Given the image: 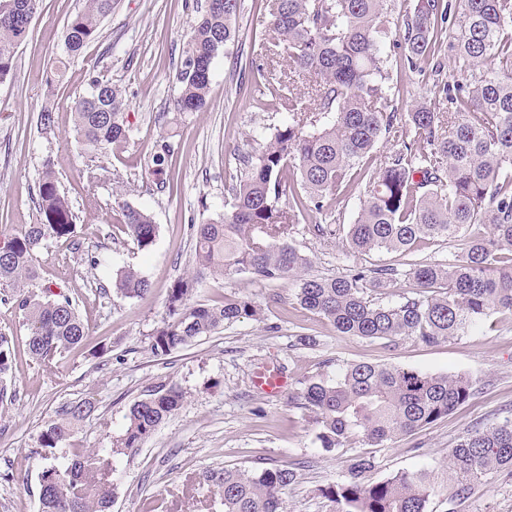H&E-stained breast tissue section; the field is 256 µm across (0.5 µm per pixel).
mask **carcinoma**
<instances>
[{"instance_id":"carcinoma-1","label":"carcinoma","mask_w":512,"mask_h":512,"mask_svg":"<svg viewBox=\"0 0 512 512\" xmlns=\"http://www.w3.org/2000/svg\"><path fill=\"white\" fill-rule=\"evenodd\" d=\"M276 34L274 55L287 70L268 92L288 119L273 127L259 149L239 158L228 186L229 209L199 224L192 273L174 281L167 297L170 320L151 333V350L169 355L224 324L258 319L261 308L247 297L205 304L194 300L206 276L237 274L256 281L290 279L299 306L328 321L344 336L385 340L414 337L427 345L466 334L495 314L512 315V0H416L397 29L403 64L417 71L442 50L444 24L459 16L448 38L453 81L438 85L442 110L423 103L407 119L387 111V60L381 38L390 30L388 0H262ZM37 0H0V83L16 70ZM114 0H84L67 22L64 58L47 80L60 82L67 60L99 37ZM241 0H212L185 44L173 82L179 95L171 111L198 112L206 105L213 60L236 37ZM308 83L306 105L293 92ZM88 91L72 108L81 153L93 162L127 143L134 131L123 111L124 91L92 68ZM171 131L155 145L150 171L166 185L165 163L177 149ZM394 150L376 168L367 160L381 140ZM295 176H288V171ZM361 200L345 242L365 254L407 256L426 241H454L446 263H412L416 292L383 302L369 290L392 279L391 267H358L348 276L310 273L311 260L288 242L299 217L361 182ZM118 221L138 248L150 247L158 226L145 209L118 203ZM37 222L7 237L0 247V301L23 313L25 346L48 364L85 341L87 328L72 300L45 289L37 251L48 239L68 240L77 215L58 185L55 163L43 160L36 197ZM149 280L133 267L112 279V292L143 299ZM14 358L12 339L0 333V399L3 375ZM476 381L466 373H430L392 364H350L334 380L313 379L298 393L320 447L341 448L352 436L371 446L411 435L468 403ZM185 393L163 384L134 402L124 432L110 448H58L95 411L89 396L59 404L39 432L45 460L39 476V512H106L112 505L109 472L96 466L102 454H132L183 406ZM376 463L358 457L345 481L320 489L336 512H428L435 497L461 501L493 477H512V420L477 427L448 450V464L373 479ZM224 488V512H286L285 491L297 479L289 466L224 468L207 480Z\"/></svg>"}]
</instances>
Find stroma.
I'll use <instances>...</instances> for the list:
<instances>
[{
	"mask_svg": "<svg viewBox=\"0 0 512 512\" xmlns=\"http://www.w3.org/2000/svg\"><path fill=\"white\" fill-rule=\"evenodd\" d=\"M196 0H116L99 39L70 64L57 88L55 132L45 135L37 116L46 98V79L62 53L67 19L83 0H39L36 17L20 46L17 69L0 85V233L13 234L35 223L37 178L45 158H53L61 191L75 212L74 251L65 241L48 240L38 251L40 282L67 294L88 327L84 346L56 358L53 368L32 362L22 313L0 302V332L12 336L16 358L6 376L10 396L0 401V512H38L39 475L44 462L36 437L58 403L92 396L96 410L75 438L80 448H108L126 424L129 407L154 386L182 389V408L165 420L142 448L108 462L115 486L111 512H224L222 491L205 483L206 473L224 467L246 469L288 465L298 479L289 487L288 512H334L320 490L344 479L354 459L373 457V478L401 469L447 464L458 437L477 426L512 419V317L439 345L403 337L395 345L337 335L303 310L291 281L259 282L245 276H209L197 299L211 303L246 296L263 310L261 320L242 318L217 333L173 351L154 355L151 333L167 318L168 291L190 272L193 226L225 210V185L238 155L263 140L283 120L267 91V74L254 60L273 33L256 0H244L239 35L213 61L203 110L181 116L178 147L168 160L170 184L158 192L144 171L164 134L159 113L178 94L169 79L180 61L185 38L199 14ZM387 55L389 109L407 115L418 103L437 100L431 69L410 71L400 64L398 36L382 42ZM106 71L125 92V110L134 134L108 152L106 179L90 182V161L74 143L71 103L87 91L85 71ZM121 197H114V189ZM366 193L358 187L330 201L327 214L307 213L290 242L312 260L313 273L341 277L355 266H388L398 273L378 289L394 302L414 293L405 259L395 253L351 252L341 235L317 236L315 225L351 224ZM148 209L158 226L152 247L139 249L115 221L118 201ZM131 266L144 274L151 291L142 299L110 293L112 274ZM313 338L301 345L300 336ZM392 364L431 373H468L479 390L467 404L428 428L376 448L350 438L344 447L320 448L304 409L293 401L309 378H335L352 363ZM274 363L288 379L282 394L258 389L256 370ZM433 512H512V479L480 485L457 506L435 498Z\"/></svg>",
	"mask_w": 512,
	"mask_h": 512,
	"instance_id": "obj_1",
	"label": "stroma"
}]
</instances>
